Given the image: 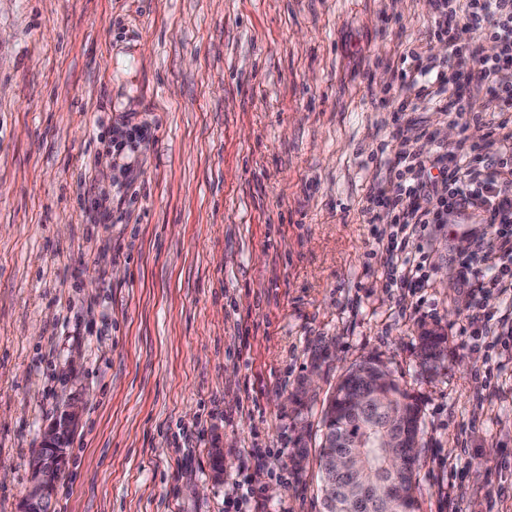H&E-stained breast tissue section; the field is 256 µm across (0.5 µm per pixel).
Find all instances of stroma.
I'll list each match as a JSON object with an SVG mask.
<instances>
[{
  "mask_svg": "<svg viewBox=\"0 0 512 512\" xmlns=\"http://www.w3.org/2000/svg\"><path fill=\"white\" fill-rule=\"evenodd\" d=\"M434 15L435 0H0V512H18L40 431L73 400L56 512H322L321 411L368 355L422 405L419 512H512V296L458 276L472 255L498 266L484 225H430L426 276L406 281L394 213L363 215L392 182L380 146L461 130L400 89L406 50L447 58ZM125 117L149 145L118 212L108 130ZM480 310L503 345H461ZM425 327L448 338L434 368ZM324 350L315 391L287 405Z\"/></svg>",
  "mask_w": 512,
  "mask_h": 512,
  "instance_id": "35a3bbf8",
  "label": "stroma"
}]
</instances>
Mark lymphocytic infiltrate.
Listing matches in <instances>:
<instances>
[{
    "label": "lymphocytic infiltrate",
    "instance_id": "f902f5d3",
    "mask_svg": "<svg viewBox=\"0 0 512 512\" xmlns=\"http://www.w3.org/2000/svg\"><path fill=\"white\" fill-rule=\"evenodd\" d=\"M429 38H448V59L436 73L440 111L466 116L486 127L481 140L461 134L454 146L426 153L400 148L390 165L398 183L384 204L403 226L442 224L449 214L482 215L488 248L500 264L490 279L499 293L512 294V0H437ZM474 30V42L451 41L454 23ZM494 53H486L485 41ZM486 99L493 117L474 110Z\"/></svg>",
    "mask_w": 512,
    "mask_h": 512
}]
</instances>
